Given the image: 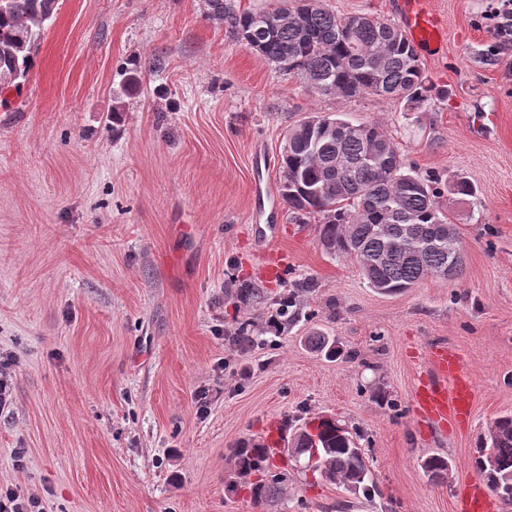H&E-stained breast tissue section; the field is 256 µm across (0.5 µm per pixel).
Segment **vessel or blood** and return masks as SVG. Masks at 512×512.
I'll list each match as a JSON object with an SVG mask.
<instances>
[{
  "label": "vessel or blood",
  "mask_w": 512,
  "mask_h": 512,
  "mask_svg": "<svg viewBox=\"0 0 512 512\" xmlns=\"http://www.w3.org/2000/svg\"><path fill=\"white\" fill-rule=\"evenodd\" d=\"M395 14L400 28L409 40L423 50L437 53L447 45L445 26L431 9L429 0H395ZM255 206L250 214L259 238H267L278 219L280 201L264 185L255 180ZM430 361L434 378L420 383L415 393L419 413L438 426H463L471 418L475 389L466 377L460 356L447 347L432 350ZM492 495L481 480L470 482L462 499L463 512H489Z\"/></svg>",
  "instance_id": "obj_1"
}]
</instances>
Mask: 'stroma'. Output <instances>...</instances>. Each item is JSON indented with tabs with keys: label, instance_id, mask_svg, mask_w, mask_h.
I'll list each match as a JSON object with an SVG mask.
<instances>
[{
	"label": "stroma",
	"instance_id": "obj_1",
	"mask_svg": "<svg viewBox=\"0 0 512 512\" xmlns=\"http://www.w3.org/2000/svg\"><path fill=\"white\" fill-rule=\"evenodd\" d=\"M431 4L448 50L421 55L434 91L411 112L311 96L202 0H57L25 81L0 92V486L44 512H458L489 423L512 413V76L474 24L484 0ZM313 113L379 125L420 175L477 187L443 199L459 277L379 293L285 209L258 239L255 156L278 184L283 136ZM438 345L476 389L470 424L444 432L414 407ZM318 414L357 429L375 493L286 463L255 503L233 448Z\"/></svg>",
	"mask_w": 512,
	"mask_h": 512
}]
</instances>
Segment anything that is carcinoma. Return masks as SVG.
I'll use <instances>...</instances> for the list:
<instances>
[{
	"label": "carcinoma",
	"mask_w": 512,
	"mask_h": 512,
	"mask_svg": "<svg viewBox=\"0 0 512 512\" xmlns=\"http://www.w3.org/2000/svg\"><path fill=\"white\" fill-rule=\"evenodd\" d=\"M205 16L231 29L244 47L267 59L277 71L304 80L315 96L363 94L394 97L407 111L420 112L432 97L413 44L395 24L380 17L338 13L327 0H280L272 9L237 8L234 0H204ZM56 0H0V77L20 87L51 19ZM476 195L475 186L457 177L447 184L406 168L392 137L373 125H352L338 116L311 115L284 135L279 180L281 200L293 213L321 223L322 245L359 266L370 287L401 294L455 261L460 274L464 253L448 254V242L430 241L439 233L461 241L458 225L442 204L444 193ZM299 419L283 454L293 459L318 457L311 466L350 494L374 483L356 430L331 417L317 421V443L305 435ZM479 473L512 512V415L496 418L482 439ZM267 445L259 440L233 450L238 474L258 472ZM422 468L439 478L448 459L433 455ZM279 478L260 479L251 493L263 502L278 493Z\"/></svg>",
	"instance_id": "obj_1"
}]
</instances>
